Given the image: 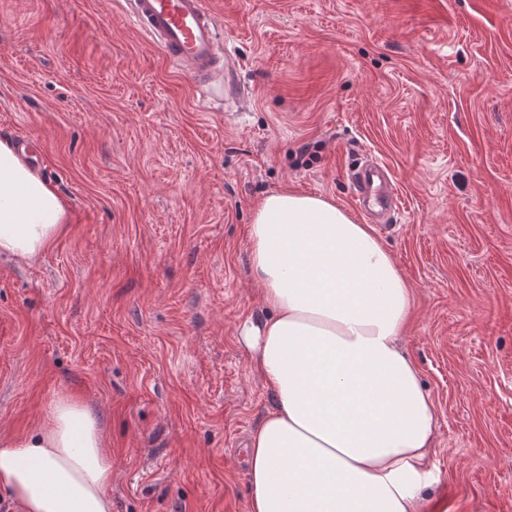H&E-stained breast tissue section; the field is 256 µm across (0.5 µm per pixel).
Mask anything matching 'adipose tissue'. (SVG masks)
<instances>
[{"mask_svg": "<svg viewBox=\"0 0 512 512\" xmlns=\"http://www.w3.org/2000/svg\"><path fill=\"white\" fill-rule=\"evenodd\" d=\"M67 202L0 139V253L36 259ZM269 315L241 335L274 404L246 448L247 512H419L434 406L401 347L412 291L369 225L284 190L248 227ZM0 491L19 512H112V452L84 401L57 396L29 431L0 432Z\"/></svg>", "mask_w": 512, "mask_h": 512, "instance_id": "ef3b65f1", "label": "adipose tissue"}]
</instances>
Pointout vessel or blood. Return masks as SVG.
Wrapping results in <instances>:
<instances>
[{
    "label": "vessel or blood",
    "instance_id": "obj_1",
    "mask_svg": "<svg viewBox=\"0 0 512 512\" xmlns=\"http://www.w3.org/2000/svg\"><path fill=\"white\" fill-rule=\"evenodd\" d=\"M128 3L134 25L166 62L198 82L223 79L225 93L239 95L218 19L208 0H128ZM348 180L352 200L359 211H366L371 200L387 214L398 210V198L384 189L386 172L380 164L351 171Z\"/></svg>",
    "mask_w": 512,
    "mask_h": 512
}]
</instances>
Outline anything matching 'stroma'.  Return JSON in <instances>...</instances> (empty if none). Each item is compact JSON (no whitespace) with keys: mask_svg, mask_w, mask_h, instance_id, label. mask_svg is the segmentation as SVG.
I'll use <instances>...</instances> for the list:
<instances>
[{"mask_svg":"<svg viewBox=\"0 0 512 512\" xmlns=\"http://www.w3.org/2000/svg\"><path fill=\"white\" fill-rule=\"evenodd\" d=\"M245 92L186 79L125 0H0V138L69 230L0 256V427L67 392L112 450V512H247L272 398L240 336L263 317L258 200L355 213L372 156L401 209L378 236L413 292L402 345L435 407L424 512H512V0H209Z\"/></svg>","mask_w":512,"mask_h":512,"instance_id":"stroma-1","label":"stroma"}]
</instances>
